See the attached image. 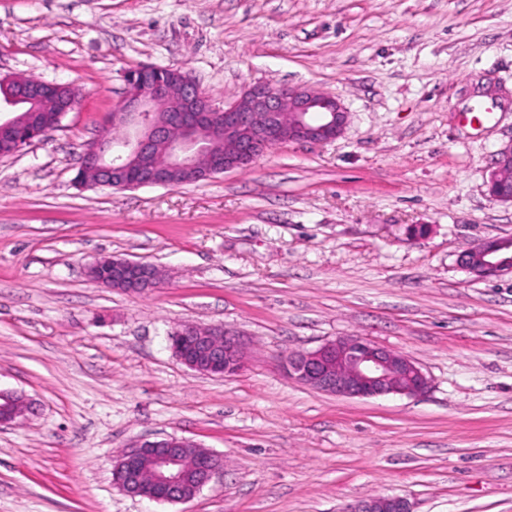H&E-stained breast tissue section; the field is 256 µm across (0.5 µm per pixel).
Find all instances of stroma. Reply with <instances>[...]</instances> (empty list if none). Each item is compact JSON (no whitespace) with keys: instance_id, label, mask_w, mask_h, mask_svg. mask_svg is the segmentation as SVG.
I'll return each instance as SVG.
<instances>
[{"instance_id":"1","label":"stroma","mask_w":512,"mask_h":512,"mask_svg":"<svg viewBox=\"0 0 512 512\" xmlns=\"http://www.w3.org/2000/svg\"><path fill=\"white\" fill-rule=\"evenodd\" d=\"M151 63L216 107L249 85L340 99L344 134L283 143L176 187L74 177ZM71 84L78 107L0 159V512H340L376 496L411 512H512V275L459 256L512 237L493 201L512 141V0H0V75ZM101 256L155 265L137 297L96 284ZM244 346L235 375L175 357L181 324ZM360 336L412 358L416 397L344 398L288 378L284 356ZM176 436L221 455L190 501L133 498L112 462ZM512 165V141L502 145L494 154L493 166L487 181L490 197L502 204H512V184L507 189L503 168Z\"/></svg>"}]
</instances>
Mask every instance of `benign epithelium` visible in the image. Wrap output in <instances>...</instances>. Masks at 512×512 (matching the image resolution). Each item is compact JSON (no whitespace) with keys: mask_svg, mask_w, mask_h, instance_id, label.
<instances>
[{"mask_svg":"<svg viewBox=\"0 0 512 512\" xmlns=\"http://www.w3.org/2000/svg\"><path fill=\"white\" fill-rule=\"evenodd\" d=\"M123 98L112 109V119L129 127V135L116 142L103 134L86 145L75 182L81 187L116 190L171 186L169 172L186 170L196 181L244 169L268 149L285 142L323 144L341 137L348 112L336 97L314 89L278 88L254 84L220 109L189 72L142 65L125 79ZM61 95L59 117L74 110L80 92L73 86L48 83L20 75L0 76V157L10 156L41 138L47 129L39 119L51 94ZM224 130V152L206 132ZM167 149L163 171L155 168L158 148ZM512 165V141L494 154L487 181L490 197L512 204L503 168ZM505 239H484L466 250L461 267L479 262L481 279L512 274V255L502 252ZM158 268L138 260L102 256L88 267V278L129 294L158 286ZM172 350L187 368L222 377L243 369L242 344L222 326L185 323L173 332ZM288 378L320 392L347 398L389 395L416 397L430 380L409 356L385 349L357 336L329 341L313 351L296 352L283 362ZM22 402L0 391V424L21 417ZM196 444L175 436L145 440L128 449L112 464L113 484L131 497L180 503L193 498L184 489L189 472L197 477L200 492L223 468L217 454L205 450L195 457L184 453ZM342 512H410L406 500L378 496L342 508Z\"/></svg>","mask_w":512,"mask_h":512,"instance_id":"obj_1","label":"benign epithelium"}]
</instances>
